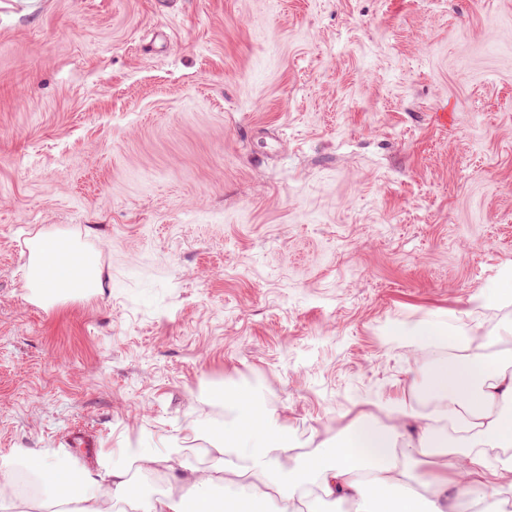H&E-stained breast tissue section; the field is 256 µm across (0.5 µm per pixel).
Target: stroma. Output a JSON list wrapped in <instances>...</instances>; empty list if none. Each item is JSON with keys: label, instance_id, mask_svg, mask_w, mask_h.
<instances>
[{"label": "stroma", "instance_id": "stroma-1", "mask_svg": "<svg viewBox=\"0 0 512 512\" xmlns=\"http://www.w3.org/2000/svg\"><path fill=\"white\" fill-rule=\"evenodd\" d=\"M97 266L45 302L37 233ZM512 264V0H0V459L207 470L263 385L315 447Z\"/></svg>", "mask_w": 512, "mask_h": 512}]
</instances>
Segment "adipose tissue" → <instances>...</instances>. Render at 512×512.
I'll return each mask as SVG.
<instances>
[{
    "label": "adipose tissue",
    "instance_id": "1",
    "mask_svg": "<svg viewBox=\"0 0 512 512\" xmlns=\"http://www.w3.org/2000/svg\"><path fill=\"white\" fill-rule=\"evenodd\" d=\"M27 278L42 297L62 289L86 291L97 285L93 260L61 238L40 233L31 241ZM417 341L448 353L424 374L421 394L435 398L433 413L422 414L414 399L376 405L360 414L333 439L297 451L288 431L266 407L262 388L213 386L210 400L232 414L213 454H233L240 464L198 470L180 462L179 451L154 454L127 449L122 466L99 458L79 476L48 455L27 448L0 463V504L14 512H39L44 504H78V512H117L126 502L142 512H315L316 501L335 499L353 504L355 512H512V324L489 330L482 323L449 327L429 319L413 329ZM25 463L39 480L42 498L32 502L13 493V461ZM427 478H418V465ZM464 468L459 483L448 473ZM164 471L167 487L160 494L142 493L134 470ZM231 496L216 508L211 487Z\"/></svg>",
    "mask_w": 512,
    "mask_h": 512
}]
</instances>
